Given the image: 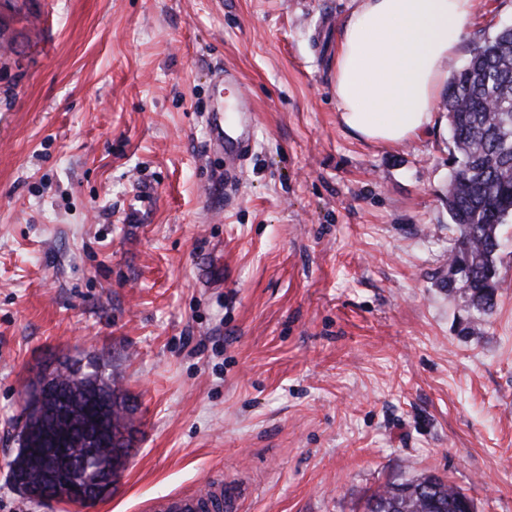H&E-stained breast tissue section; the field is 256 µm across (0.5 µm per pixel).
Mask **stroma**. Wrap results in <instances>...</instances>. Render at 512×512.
Instances as JSON below:
<instances>
[{
    "instance_id": "stroma-1",
    "label": "stroma",
    "mask_w": 512,
    "mask_h": 512,
    "mask_svg": "<svg viewBox=\"0 0 512 512\" xmlns=\"http://www.w3.org/2000/svg\"><path fill=\"white\" fill-rule=\"evenodd\" d=\"M352 0H19L0 11V512H149L216 478L244 512H364L434 475L512 512V219L476 321L448 291V114L400 145L342 122ZM512 0H474L450 61ZM251 106L254 143L209 115ZM235 170L232 190L225 170ZM474 334H465L469 322ZM137 404L94 506L9 479L56 358Z\"/></svg>"
}]
</instances>
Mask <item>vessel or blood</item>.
Masks as SVG:
<instances>
[{
	"label": "vessel or blood",
	"mask_w": 512,
	"mask_h": 512,
	"mask_svg": "<svg viewBox=\"0 0 512 512\" xmlns=\"http://www.w3.org/2000/svg\"><path fill=\"white\" fill-rule=\"evenodd\" d=\"M242 492L232 482L211 481L197 489L155 498L152 512H241Z\"/></svg>",
	"instance_id": "1"
}]
</instances>
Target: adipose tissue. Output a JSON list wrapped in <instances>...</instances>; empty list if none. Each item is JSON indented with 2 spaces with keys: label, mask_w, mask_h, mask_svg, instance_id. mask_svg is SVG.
<instances>
[{
  "label": "adipose tissue",
  "mask_w": 512,
  "mask_h": 512,
  "mask_svg": "<svg viewBox=\"0 0 512 512\" xmlns=\"http://www.w3.org/2000/svg\"><path fill=\"white\" fill-rule=\"evenodd\" d=\"M354 2L336 50L338 110L352 132L398 145L432 122L474 0Z\"/></svg>",
  "instance_id": "adipose-tissue-1"
}]
</instances>
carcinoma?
<instances>
[{
	"label": "carcinoma",
	"instance_id": "obj_1",
	"mask_svg": "<svg viewBox=\"0 0 512 512\" xmlns=\"http://www.w3.org/2000/svg\"><path fill=\"white\" fill-rule=\"evenodd\" d=\"M445 107L450 120L455 168L448 181V213L460 231L448 257V282L477 317L490 316L500 288L496 257L500 226L512 217V33L501 31L484 42L469 63L452 70ZM58 407L77 404V420L94 419L99 401L108 403L115 434L135 427L134 420L120 422L130 400L115 375L93 370L74 379L57 375ZM26 419L17 433L19 451L10 475L25 477L35 486L42 482L30 453L35 428L49 420L47 412L24 399ZM130 443H108L96 448L107 460L128 459ZM466 493L432 476L412 477L387 485L367 502V512H460Z\"/></svg>",
	"mask_w": 512,
	"mask_h": 512
}]
</instances>
